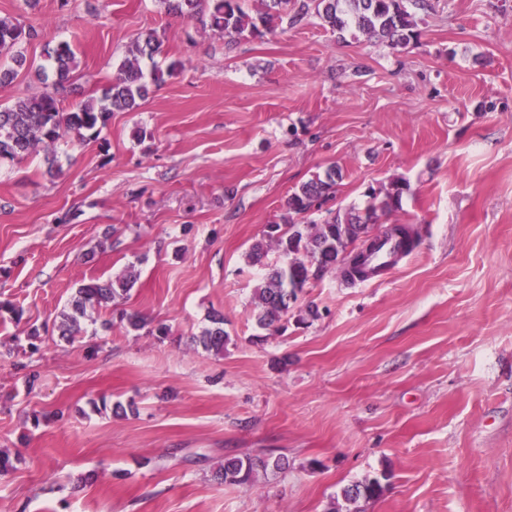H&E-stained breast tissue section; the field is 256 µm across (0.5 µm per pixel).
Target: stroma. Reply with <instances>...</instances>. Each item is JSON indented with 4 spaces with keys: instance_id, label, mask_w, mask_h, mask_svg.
Masks as SVG:
<instances>
[{
    "instance_id": "obj_1",
    "label": "stroma",
    "mask_w": 512,
    "mask_h": 512,
    "mask_svg": "<svg viewBox=\"0 0 512 512\" xmlns=\"http://www.w3.org/2000/svg\"><path fill=\"white\" fill-rule=\"evenodd\" d=\"M430 3L394 51L312 13L228 43L160 0H0L39 32L0 106L44 91L61 41L70 106L100 96L138 33L161 36L166 73L98 140L0 161V450L17 459L0 512H330L379 476L367 512H512V0ZM333 166L307 221L401 177L378 226L419 243L367 281L326 273L269 333L246 254ZM130 267L121 309L168 336L52 329L80 285ZM215 312L220 354L191 342ZM246 455L283 467L215 479ZM385 490L379 478H365L344 487L341 498L345 503V512H365V506L379 499Z\"/></svg>"
}]
</instances>
